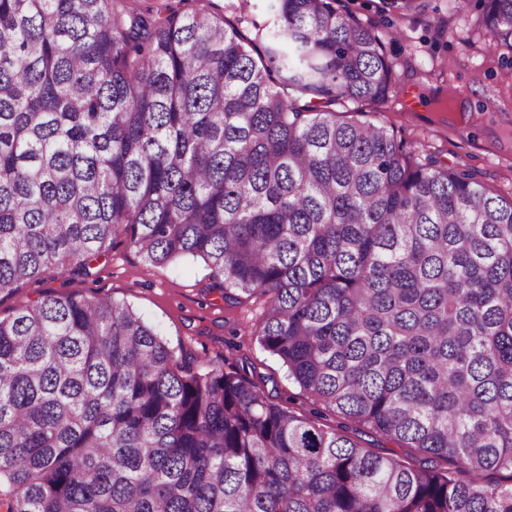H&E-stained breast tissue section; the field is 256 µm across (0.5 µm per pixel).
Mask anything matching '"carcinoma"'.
Returning a JSON list of instances; mask_svg holds the SVG:
<instances>
[{
	"instance_id": "cac0c4a2",
	"label": "carcinoma",
	"mask_w": 512,
	"mask_h": 512,
	"mask_svg": "<svg viewBox=\"0 0 512 512\" xmlns=\"http://www.w3.org/2000/svg\"><path fill=\"white\" fill-rule=\"evenodd\" d=\"M193 2L0 0V295L118 235L199 257L315 403L426 458L61 294L0 319V512H512V197L338 116L396 79L336 0L252 38ZM483 27L512 51V0Z\"/></svg>"
}]
</instances>
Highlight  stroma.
Wrapping results in <instances>:
<instances>
[{"mask_svg": "<svg viewBox=\"0 0 512 512\" xmlns=\"http://www.w3.org/2000/svg\"><path fill=\"white\" fill-rule=\"evenodd\" d=\"M346 11L381 31H396L386 41L398 88L411 89L417 105L402 102L367 108L362 118L386 126L405 144L437 160L440 167L472 173L492 193L512 195V52L487 50L483 4L469 0L464 14L448 11V0H421L406 14L385 10L382 0H343ZM272 0H211L243 34L253 24L273 20ZM468 35L470 44L460 42ZM100 295L125 302L171 348L191 353L198 369L210 365L249 370L251 381L293 414L320 413L323 428L340 423L332 411H318L289 378L282 362L257 342L253 331L264 308L262 298L228 301L210 267L184 257L163 265L146 264L125 237L89 260L86 270L48 274L0 297V319L45 296Z\"/></svg>", "mask_w": 512, "mask_h": 512, "instance_id": "stroma-1", "label": "stroma"}]
</instances>
